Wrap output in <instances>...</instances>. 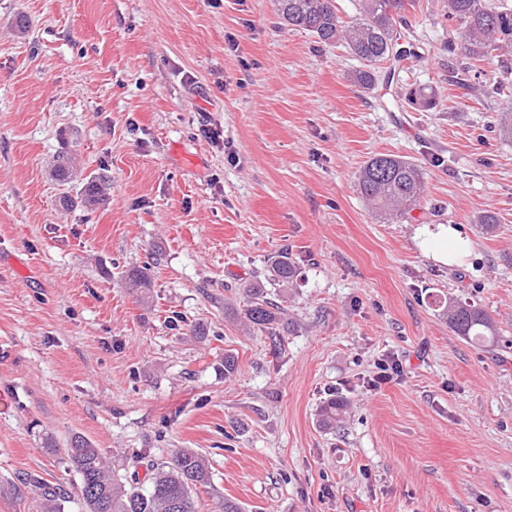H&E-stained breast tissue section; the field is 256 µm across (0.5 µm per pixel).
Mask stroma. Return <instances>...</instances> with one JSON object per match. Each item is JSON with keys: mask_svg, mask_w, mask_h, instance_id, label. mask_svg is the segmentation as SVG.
I'll return each mask as SVG.
<instances>
[{"mask_svg": "<svg viewBox=\"0 0 512 512\" xmlns=\"http://www.w3.org/2000/svg\"><path fill=\"white\" fill-rule=\"evenodd\" d=\"M447 9L416 0L415 55L366 93L347 48L281 27L272 0H0V512H40L32 476L82 512L75 435L144 487L201 453L198 512H512V141L444 80ZM419 84L435 109L392 102ZM377 153L423 169L409 218L357 189ZM437 224L464 228L461 264L417 244ZM283 250L290 285L267 278ZM146 264L143 299L124 276ZM258 280L285 327L241 321ZM460 295L497 344L451 331L436 301ZM333 396L348 413L325 430ZM346 403L340 398H330L326 400L318 411V424L323 429L336 428L346 415Z\"/></svg>", "mask_w": 512, "mask_h": 512, "instance_id": "stroma-1", "label": "stroma"}]
</instances>
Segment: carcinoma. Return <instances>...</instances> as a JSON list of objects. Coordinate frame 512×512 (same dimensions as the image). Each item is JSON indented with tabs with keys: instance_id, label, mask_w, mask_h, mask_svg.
Segmentation results:
<instances>
[{
	"instance_id": "carcinoma-1",
	"label": "carcinoma",
	"mask_w": 512,
	"mask_h": 512,
	"mask_svg": "<svg viewBox=\"0 0 512 512\" xmlns=\"http://www.w3.org/2000/svg\"><path fill=\"white\" fill-rule=\"evenodd\" d=\"M274 10L287 26L301 29L324 45H346L360 67L350 74L354 85L371 91L380 80L385 63L403 60L407 53L396 51L399 38L413 28L416 19L407 16L414 0H355L356 15L350 22L341 20L336 0H273ZM448 27L460 33V41L443 44L442 51L454 60L448 66V83L460 88H475L470 79L476 64L498 60L489 83L482 86L485 98L504 95L512 86V6L504 0H448ZM406 104L419 111L437 106L431 87L409 88L402 94ZM494 128L512 140V102L497 109ZM358 190L376 214L388 220H401L423 199V172L410 159L393 154H376L361 168ZM103 196L100 178L90 177L84 185L81 203L94 205ZM151 264L129 272L132 288H150ZM296 267L288 254L275 256L269 266V279L290 283ZM245 322L260 329H271L281 321V308L268 297L265 287L248 289ZM449 328L473 343H491L496 328L490 316L477 304L450 298L439 301ZM346 415L340 398L326 400L318 411V424L332 429ZM68 469L80 477L84 512H198L195 490L210 483L205 458L190 448L174 451L170 461L152 466L147 488L123 480L112 470L99 449L82 436L71 439L63 449ZM41 512H64L68 494L60 486L39 482L35 485Z\"/></svg>"
}]
</instances>
